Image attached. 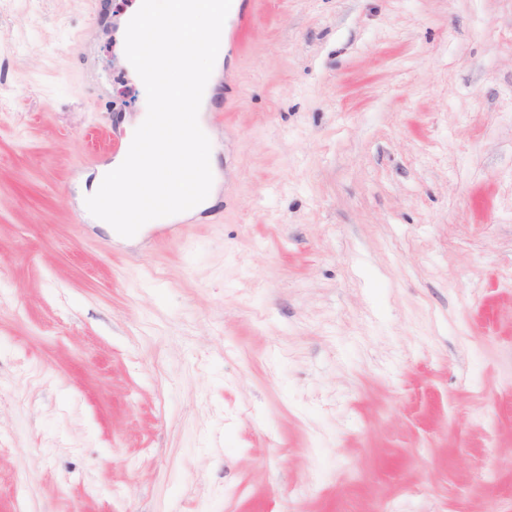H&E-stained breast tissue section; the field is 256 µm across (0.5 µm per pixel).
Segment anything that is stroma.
Listing matches in <instances>:
<instances>
[{
	"label": "stroma",
	"instance_id": "1",
	"mask_svg": "<svg viewBox=\"0 0 512 512\" xmlns=\"http://www.w3.org/2000/svg\"><path fill=\"white\" fill-rule=\"evenodd\" d=\"M135 3L0 0V512H512V0H260L127 240Z\"/></svg>",
	"mask_w": 512,
	"mask_h": 512
}]
</instances>
